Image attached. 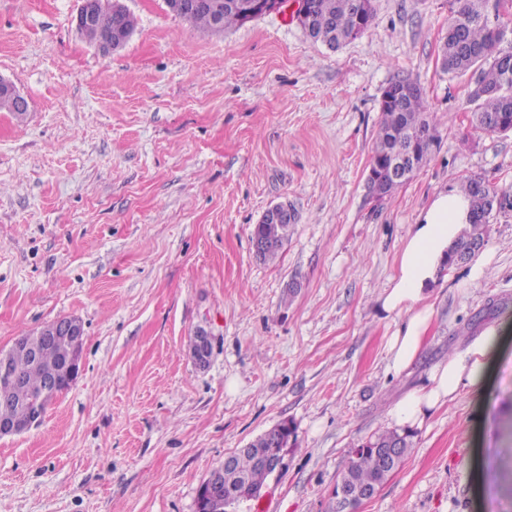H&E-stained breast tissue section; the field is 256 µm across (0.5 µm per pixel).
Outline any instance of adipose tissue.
Masks as SVG:
<instances>
[{
  "mask_svg": "<svg viewBox=\"0 0 512 512\" xmlns=\"http://www.w3.org/2000/svg\"><path fill=\"white\" fill-rule=\"evenodd\" d=\"M470 201L462 192L442 189L420 212L399 260V273L382 299L388 313L404 321L387 345L394 373L406 371L425 346L430 310L424 301L437 284L448 249L468 224ZM495 333L479 337L461 354L450 358L431 375L430 388L408 392L391 411L400 425L420 423L438 404L453 398L460 388L481 387L485 368L497 352Z\"/></svg>",
  "mask_w": 512,
  "mask_h": 512,
  "instance_id": "adipose-tissue-1",
  "label": "adipose tissue"
}]
</instances>
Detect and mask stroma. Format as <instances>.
Instances as JSON below:
<instances>
[{
	"label": "stroma",
	"mask_w": 512,
	"mask_h": 512,
	"mask_svg": "<svg viewBox=\"0 0 512 512\" xmlns=\"http://www.w3.org/2000/svg\"><path fill=\"white\" fill-rule=\"evenodd\" d=\"M122 2L136 30L104 54L76 28L80 0H0V75L28 101L24 120L0 112V350L65 317L84 333L40 426L0 438V512H196L225 457L283 421L282 471L237 512H329L401 396L492 330L482 388L412 426L360 512H512V208L442 272L425 348L397 376L401 319L380 306L437 190L479 175L512 194V132H478L472 75L441 69L455 0H376L335 50L287 7L209 33L165 0ZM399 75L438 140L379 200L366 175ZM277 203L296 222L265 262L252 231Z\"/></svg>",
	"instance_id": "obj_1"
}]
</instances>
